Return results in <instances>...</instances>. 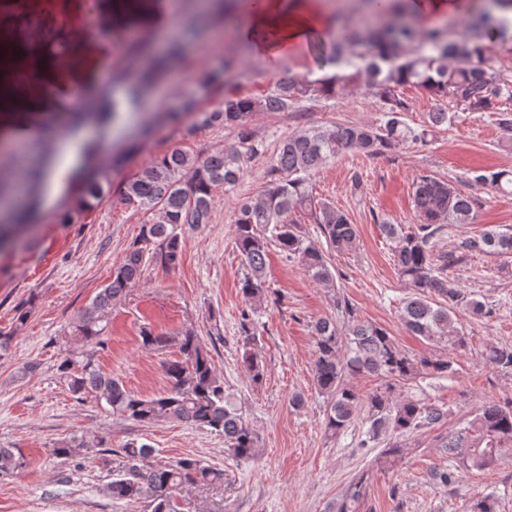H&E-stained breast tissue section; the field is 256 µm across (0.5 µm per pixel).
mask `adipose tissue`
Returning a JSON list of instances; mask_svg holds the SVG:
<instances>
[{
	"instance_id": "adipose-tissue-1",
	"label": "adipose tissue",
	"mask_w": 512,
	"mask_h": 512,
	"mask_svg": "<svg viewBox=\"0 0 512 512\" xmlns=\"http://www.w3.org/2000/svg\"><path fill=\"white\" fill-rule=\"evenodd\" d=\"M236 38L251 53L278 58L332 36L331 20L315 0H246Z\"/></svg>"
}]
</instances>
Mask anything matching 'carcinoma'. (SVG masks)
Returning <instances> with one entry per match:
<instances>
[{
    "label": "carcinoma",
    "mask_w": 512,
    "mask_h": 512,
    "mask_svg": "<svg viewBox=\"0 0 512 512\" xmlns=\"http://www.w3.org/2000/svg\"><path fill=\"white\" fill-rule=\"evenodd\" d=\"M367 5L358 14L336 16L338 35L332 51L336 63L351 65L366 57L355 76L381 108L380 122L372 125L337 123L316 126L282 139L267 162L270 180L257 197L241 202L234 220L235 244L244 274L241 292L249 303L269 293L266 256L270 245L301 263L315 282H334L322 248L306 237L289 215L312 206L310 176L324 164L347 154L377 157L408 144H425L434 129L452 124L461 112H499V124L512 141V113L496 108L497 100L512 98V76L491 66L494 44L512 40V0H480L481 8L466 22L468 34L448 39V25L421 28L408 20L405 0H359ZM418 85L438 102L427 121L412 127L404 121L410 106L401 89ZM335 85L305 83L295 77L280 80L262 98L234 96L210 112L201 113L202 125L221 123L239 129L238 142L218 154L202 157L173 150L153 158L124 185V205L152 215L142 226L139 247L129 251L112 272V279L100 289L79 314L84 337L98 336L99 315L123 295L141 276L152 259L173 268L180 263V237L185 228L207 224L211 218L212 192L217 186L232 189L239 181L247 160L260 152L247 127L256 112H288L303 99L330 96ZM475 179L498 194H512V169L484 172ZM106 174L90 178L82 187L78 206L90 207L105 194ZM414 205L420 224L404 226L382 222L383 231L394 243V264L412 288L401 320L413 334L439 343L451 341L467 347L458 327L456 310L462 304L475 314L483 311L479 301L464 297L445 275L448 255L438 254L432 240L446 224H472L475 200L449 182L430 174L418 177ZM315 221L326 244L338 252L356 249L357 225L347 215L323 202ZM25 224H0V252L11 248ZM471 253H512V233L487 228L466 242ZM317 357L314 378L318 389L330 398L325 429L332 435L343 432L365 411L368 425L363 448L386 432L404 436L438 424L447 411L413 398L397 400L392 386L362 394L345 381L358 374L409 381L418 377H447L454 373L448 359L409 355L393 342L381 325L356 322L348 332L336 321L323 318L315 325ZM257 328L243 314L241 322L242 359L255 384L264 378V366L253 351ZM181 358L164 364L171 387L154 397L138 395L122 381L97 369L91 360L67 358L61 363L70 392L95 396L113 414L142 425L160 421L185 423L224 436V446L237 459L256 456L259 436L232 401L211 363L200 339L188 333L179 341ZM487 363L512 372V347H492L485 352ZM448 464L437 469L443 487L456 483L469 468L485 469L512 452V401H489L454 435L441 440ZM88 445L72 438L53 448L58 457H72ZM121 461L107 491L112 499L145 503L151 512H181L174 492L182 487L208 488L224 482V471L192 457L168 463L149 461L152 448L130 443L119 451Z\"/></svg>",
    "instance_id": "obj_1"
}]
</instances>
